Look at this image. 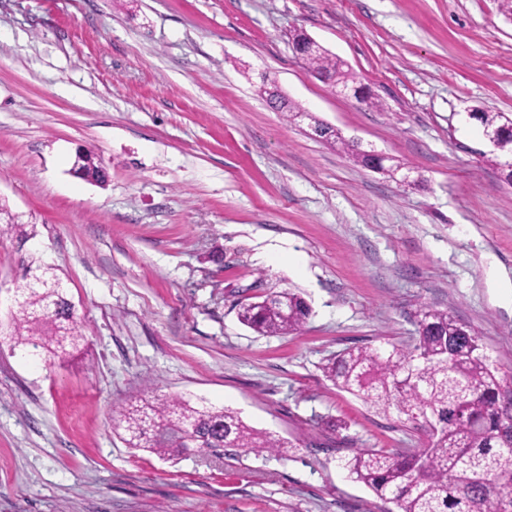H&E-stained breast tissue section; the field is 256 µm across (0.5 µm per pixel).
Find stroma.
<instances>
[{
    "instance_id": "stroma-1",
    "label": "stroma",
    "mask_w": 512,
    "mask_h": 512,
    "mask_svg": "<svg viewBox=\"0 0 512 512\" xmlns=\"http://www.w3.org/2000/svg\"><path fill=\"white\" fill-rule=\"evenodd\" d=\"M294 30L371 99L310 73ZM267 74L308 118L259 94ZM476 110L512 113L500 0H0V512H386L340 461L421 442L321 366L411 343L434 308L512 368V186ZM80 152L104 181L73 173ZM47 268L85 334L51 364L15 336ZM288 289L311 308L300 332L239 321ZM153 395L294 451L127 447L112 412Z\"/></svg>"
}]
</instances>
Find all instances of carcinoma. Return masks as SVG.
I'll return each instance as SVG.
<instances>
[{"instance_id": "carcinoma-1", "label": "carcinoma", "mask_w": 512, "mask_h": 512, "mask_svg": "<svg viewBox=\"0 0 512 512\" xmlns=\"http://www.w3.org/2000/svg\"><path fill=\"white\" fill-rule=\"evenodd\" d=\"M307 69L333 83L352 79L326 49L300 50ZM269 101L288 120L301 109L282 100L269 80ZM481 128L497 131L493 156L512 185V115L472 112ZM17 323V343L42 348L49 358L84 338L72 304L61 288H26ZM310 313L297 293L285 290L245 304L239 320L261 335L296 333ZM328 381L378 414L396 415L418 435L423 448H362L342 460L349 476L397 512H512V403L501 391L507 374L475 330L450 313L420 312L408 346L386 342L358 346L322 366ZM113 427L130 448L179 457L226 444L283 456L289 442L257 431L230 409L196 407L178 397L131 403L113 412Z\"/></svg>"}]
</instances>
